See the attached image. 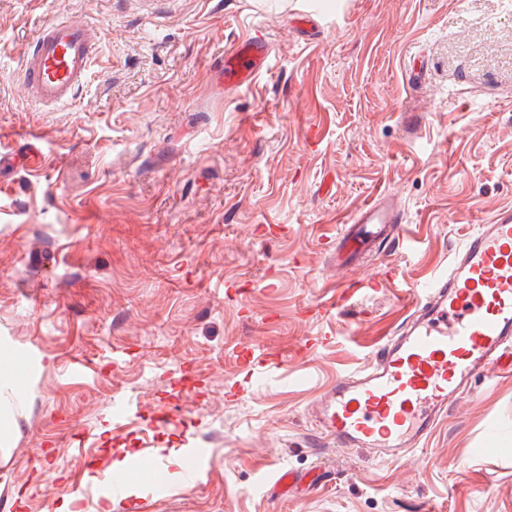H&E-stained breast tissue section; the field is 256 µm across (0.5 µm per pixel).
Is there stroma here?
<instances>
[{
  "instance_id": "stroma-1",
  "label": "stroma",
  "mask_w": 512,
  "mask_h": 512,
  "mask_svg": "<svg viewBox=\"0 0 512 512\" xmlns=\"http://www.w3.org/2000/svg\"><path fill=\"white\" fill-rule=\"evenodd\" d=\"M308 2L0 0V152L18 160L0 170V349L27 377L0 512L83 504L86 449L168 457L164 492L135 484L111 512H512V376L396 463L336 450L311 417L410 289L512 208V0H317L302 30ZM61 14L99 26V52L47 112L21 72ZM259 29L268 70L213 81ZM381 193L404 210L393 275L355 269L361 290L323 314L326 243ZM192 446L207 454L190 482ZM283 468L303 477L285 497Z\"/></svg>"
}]
</instances>
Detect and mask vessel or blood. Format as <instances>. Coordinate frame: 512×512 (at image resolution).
Segmentation results:
<instances>
[{"instance_id": "obj_1", "label": "vessel or blood", "mask_w": 512, "mask_h": 512, "mask_svg": "<svg viewBox=\"0 0 512 512\" xmlns=\"http://www.w3.org/2000/svg\"><path fill=\"white\" fill-rule=\"evenodd\" d=\"M98 30L78 19H54L32 40L22 69L31 101L44 108L74 101L97 47ZM271 47L255 34L220 62L231 88L250 86L267 66ZM348 255L397 246L406 238L398 200L381 195L356 209L341 228ZM345 262L336 264L335 290L321 302L324 312L342 309L352 292ZM512 370V210L480 225L454 253L449 269L416 291L400 330L383 342L372 361L336 379L312 407L318 432L336 448L369 453L393 462L424 448L450 400L472 393ZM168 460L144 455L129 466L160 484ZM95 493L122 497L125 483L98 461Z\"/></svg>"}]
</instances>
